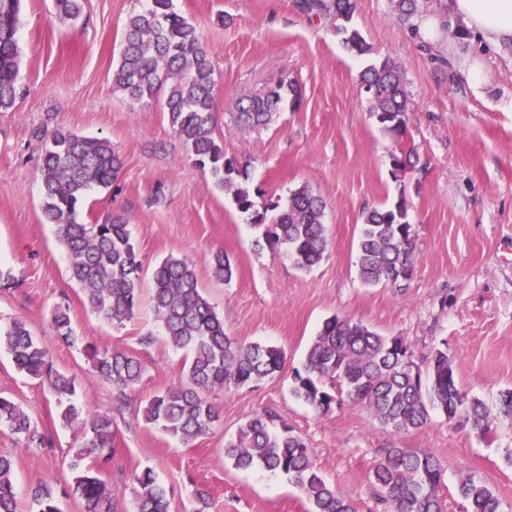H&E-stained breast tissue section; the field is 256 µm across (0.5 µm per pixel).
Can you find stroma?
Returning a JSON list of instances; mask_svg holds the SVG:
<instances>
[{
  "label": "stroma",
  "mask_w": 512,
  "mask_h": 512,
  "mask_svg": "<svg viewBox=\"0 0 512 512\" xmlns=\"http://www.w3.org/2000/svg\"><path fill=\"white\" fill-rule=\"evenodd\" d=\"M355 3L351 24L371 48L364 56L343 46L334 21L308 17L295 0H173L215 64V137L225 159L246 166L256 210L305 185L327 201V251L305 272L286 246L258 245L261 227L188 153L161 103L141 107L114 90L125 22L150 0H85L74 25L55 18L54 0H22L18 95L11 111L0 112V268L19 286L0 292V324L18 317L50 338L55 367L77 379L74 404L86 415L112 416L116 452L104 479L114 512H136L130 476L146 469L172 491V512H192L198 489L207 494L205 512H309L285 476L238 470L224 458L225 443L260 412L305 439L317 470L358 512H372L369 475L384 449L394 447L439 457L448 512H463L455 489L466 476L484 481L512 512V420L500 418L485 439L464 417L449 421L438 413L421 429L396 432L350 403L320 416L291 392L312 337L334 315L402 337L420 365L446 350L462 390L490 409L512 389V48L468 43L451 60L411 38L388 0ZM387 58L404 71L415 105L400 136L381 129L359 88L362 70ZM282 83L297 86L299 103H284L266 127L241 129L236 101ZM60 128L110 141L124 161L110 189L86 197L83 218L123 216L144 276L168 257L191 261L229 335L285 354L275 375L210 393L223 414L203 436L181 440L142 414L148 399L184 383L186 373L183 352L168 344L156 318L150 288H143L134 319L100 320L71 279L53 226L43 221L39 165L46 136ZM404 149L418 163L401 171L394 159ZM401 198L417 232L413 278L401 291L365 286L357 272L362 215ZM219 250L236 270L228 283L212 272ZM58 304L70 308L76 345L50 337ZM148 334L152 344H141ZM89 346L140 358V382L122 395L94 378ZM0 396L19 404L51 439L50 447L35 449L0 430V453L14 462L19 512H36L32 487L47 483L62 493L72 482L82 431L63 422L48 386L20 373L1 349Z\"/></svg>",
  "instance_id": "stroma-1"
}]
</instances>
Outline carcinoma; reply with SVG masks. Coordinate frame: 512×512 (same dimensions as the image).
<instances>
[{"mask_svg":"<svg viewBox=\"0 0 512 512\" xmlns=\"http://www.w3.org/2000/svg\"><path fill=\"white\" fill-rule=\"evenodd\" d=\"M21 0H0V112L16 102L19 72L18 31ZM391 15L411 37L423 40L419 21L425 0H389ZM297 7L318 19L347 20L354 0H297ZM57 16L78 20L83 0H55ZM349 50L362 55L368 46L356 30L336 27ZM215 66L196 27L175 12L172 0H152V6L129 16L113 87L141 106L163 100L173 132L189 154L209 163L215 185L232 193L237 209L253 208L249 189L233 179L247 169L224 159L215 138ZM369 112L382 128L401 134L408 113L414 111L400 67L384 60L367 68L360 79ZM299 100L293 85H280L263 95L246 96L236 104L237 121L245 128L265 125L281 109L286 96ZM123 166L109 141L57 129L45 148L39 168L42 214L55 227L70 257V277L81 288L91 311L101 320L121 324L134 318L143 271L124 217L104 214L83 222L81 203L93 189H108ZM326 200L307 186L290 193L284 205L271 203L274 224L264 232L270 245L288 246L295 264L310 270L327 248L324 224ZM415 229L408 221L405 201L363 214L358 239V273L367 285L386 283L406 288L414 273ZM216 276L229 282L233 267L224 252L213 256ZM152 298L168 343L185 352L186 384L153 396L144 408L145 420L183 440L198 438L220 422L221 409L208 394L260 381L283 367L284 356L273 345L243 343L224 330V318L204 296L193 264L185 258H167L151 277ZM55 337L75 341L69 307L51 311ZM0 348L15 367L46 381L58 402L76 393L75 379L54 369L46 341L15 319L0 329ZM95 375L123 392L140 382L143 365L121 350L91 348ZM413 350L400 337L384 336L360 321L344 316L328 318L313 338L302 368L294 371L292 391L305 404L326 416L348 401L364 408L380 426L396 432L420 429L431 412L451 420L465 411L474 433L491 435L497 420L480 400L468 399L458 385L448 352L435 353L426 369L412 367ZM63 419L82 425L83 446L76 455L77 472L69 492L82 499L86 512H112V488L102 472L115 452L112 417L100 413L80 417L74 405ZM0 429L23 438L34 448L50 445L37 423L10 399L0 397ZM225 458L242 470L280 473L308 500L311 512H357L354 501L328 482L315 468L305 440L283 423L273 426L265 414L242 425L224 448ZM136 485L137 512H171L167 491L144 470L131 475ZM371 496L379 512H446L443 496L445 468L432 453L412 448H387L369 477ZM456 495L465 512H502V503L483 481L460 479ZM38 512H61L54 488L41 484L32 491ZM0 512H18L13 463L0 455Z\"/></svg>","mask_w":512,"mask_h":512,"instance_id":"carcinoma-1","label":"carcinoma"}]
</instances>
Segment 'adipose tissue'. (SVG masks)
Here are the masks:
<instances>
[{
	"instance_id": "obj_1",
	"label": "adipose tissue",
	"mask_w": 512,
	"mask_h": 512,
	"mask_svg": "<svg viewBox=\"0 0 512 512\" xmlns=\"http://www.w3.org/2000/svg\"><path fill=\"white\" fill-rule=\"evenodd\" d=\"M446 4L451 31L446 51H454L461 33L497 48L512 46V0H446Z\"/></svg>"
}]
</instances>
